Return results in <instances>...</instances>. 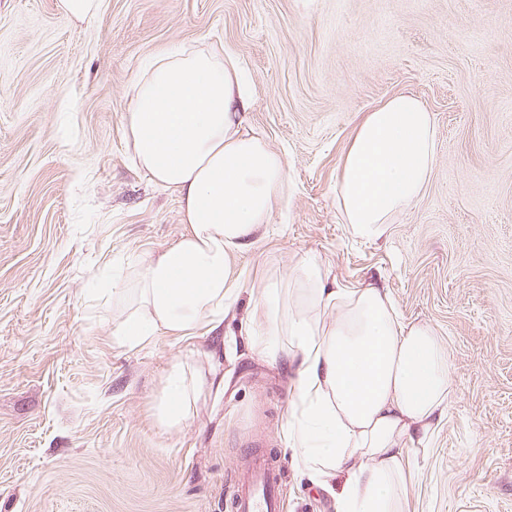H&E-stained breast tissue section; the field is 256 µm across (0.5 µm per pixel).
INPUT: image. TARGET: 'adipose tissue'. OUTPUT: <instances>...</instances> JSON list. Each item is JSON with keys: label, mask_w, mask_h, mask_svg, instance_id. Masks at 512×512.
<instances>
[{"label": "adipose tissue", "mask_w": 512, "mask_h": 512, "mask_svg": "<svg viewBox=\"0 0 512 512\" xmlns=\"http://www.w3.org/2000/svg\"><path fill=\"white\" fill-rule=\"evenodd\" d=\"M251 100L235 55L215 47L167 49L144 63L124 139L133 166L177 195L186 231L113 279L119 344L223 331L242 289L230 262L256 243L288 196L284 157L245 125ZM437 152L434 116L413 94L371 109L337 175L336 208L351 233L378 239L415 206ZM255 300L264 323L246 326L252 346L293 368L286 444L298 465L312 483L335 490L337 512H401L404 463L413 453L429 455L452 393L435 329L403 322L382 286L330 287L314 256L304 257L288 282L267 273ZM163 383L154 420L167 432L188 421L211 381L180 356ZM339 474L345 482L337 490Z\"/></svg>", "instance_id": "obj_1"}]
</instances>
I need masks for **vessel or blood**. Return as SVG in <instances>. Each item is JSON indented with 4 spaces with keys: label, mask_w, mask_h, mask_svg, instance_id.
I'll use <instances>...</instances> for the list:
<instances>
[{
    "label": "vessel or blood",
    "mask_w": 512,
    "mask_h": 512,
    "mask_svg": "<svg viewBox=\"0 0 512 512\" xmlns=\"http://www.w3.org/2000/svg\"><path fill=\"white\" fill-rule=\"evenodd\" d=\"M284 479L285 465L273 450L248 445L244 469L227 485L232 512H281Z\"/></svg>",
    "instance_id": "vessel-or-blood-1"
}]
</instances>
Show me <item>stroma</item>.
<instances>
[{
    "mask_svg": "<svg viewBox=\"0 0 512 512\" xmlns=\"http://www.w3.org/2000/svg\"><path fill=\"white\" fill-rule=\"evenodd\" d=\"M224 47L246 67L249 125L284 154L288 203L235 258L247 286L222 336L112 339L105 267L173 245L175 195L132 167L130 89L160 49ZM433 112L422 199L354 238L336 175L365 113L394 95ZM316 255L338 285L378 280L451 363L448 419L406 512H512V0H0V512H227L248 442L279 449L284 512H335L284 444L292 371L239 321L267 271ZM215 370L188 422L152 417L175 356ZM103 0H59L60 9L76 21L95 18L102 9Z\"/></svg>",
    "mask_w": 512,
    "mask_h": 512,
    "instance_id": "1",
    "label": "stroma"
}]
</instances>
